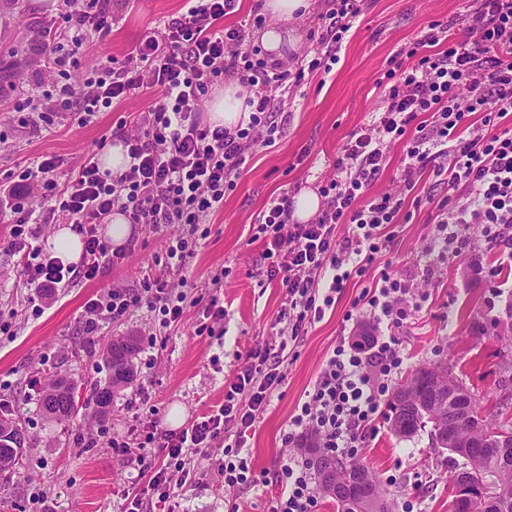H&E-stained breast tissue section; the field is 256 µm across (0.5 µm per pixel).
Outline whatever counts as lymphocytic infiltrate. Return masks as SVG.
Segmentation results:
<instances>
[{
	"label": "lymphocytic infiltrate",
	"mask_w": 512,
	"mask_h": 512,
	"mask_svg": "<svg viewBox=\"0 0 512 512\" xmlns=\"http://www.w3.org/2000/svg\"><path fill=\"white\" fill-rule=\"evenodd\" d=\"M311 54L292 64L270 59L251 43L249 32L264 27L265 14L251 12L240 24L224 19L236 13L238 0H186L179 16L160 23L127 54L109 58L82 79H75L79 54L89 35L107 36L116 22L112 0H61L63 29L45 44L43 65L34 84L0 98V112H34L50 122L59 112L84 125L97 113L148 90L157 98L136 120L118 119L113 141L122 143L129 163L124 170L101 169L88 155L60 173L58 157L43 155L0 184V210L9 211L11 232L4 246L19 257L21 271L39 298L77 279H96L126 259L133 243L112 247L98 232L112 215L131 224L209 223L224 206L243 167L258 148L283 134L280 105L307 78L330 73L337 52L365 0H329ZM378 121L353 132L333 163L335 175L317 191L315 217L294 221V198L270 201L254 226L263 245L268 280H280L286 324L280 340L256 346L224 391V402L211 414L177 432L151 426L138 447L137 462L153 469V507L130 497L124 512H176L172 485L191 486L190 457L224 449L220 473L229 488H254L275 482L271 512H317L319 491L306 442L339 457H357L372 423L404 364L400 329L422 308L427 291L409 275L381 273L351 303L353 326L368 324L370 346L342 341L333 348L306 400L291 418L284 436L289 455L273 476L256 473L243 450L247 433L282 384L287 349L321 320L349 280L364 275L390 244V226L400 223L406 206L432 203L437 208L431 248L460 256L471 226L485 242L512 240V132L487 134L485 126L512 112V0H475L452 36L436 21L404 54L389 61ZM244 88L249 107L246 124L224 127L202 122L199 103L222 81ZM482 113V126L470 118ZM430 122H423L422 114ZM405 144L397 181L399 191L371 194L385 167L387 143ZM438 161L447 198L434 200L414 189L421 171ZM66 217L82 237L79 263L30 247L34 225ZM347 225L338 235L339 225ZM184 295L174 294L160 275L144 278L139 289H110L86 304L87 314L118 320L133 307L158 309L164 323L179 322ZM160 466H153L154 455Z\"/></svg>",
	"instance_id": "f902f5d3"
}]
</instances>
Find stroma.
Returning a JSON list of instances; mask_svg holds the SVG:
<instances>
[{
  "label": "stroma",
  "mask_w": 512,
  "mask_h": 512,
  "mask_svg": "<svg viewBox=\"0 0 512 512\" xmlns=\"http://www.w3.org/2000/svg\"><path fill=\"white\" fill-rule=\"evenodd\" d=\"M473 0H367L363 13L345 35L339 61L329 75H318L285 99L284 133L270 147L249 159L235 189L224 198V209L194 239V256L182 269L167 271L170 284L187 283L180 322L165 325L147 305L121 320H102L86 330L89 298L110 288L139 287L155 268L168 239L181 234L177 224L132 225L134 251L94 281L76 280L56 295L38 300L20 272L19 258L0 249V319L11 322L0 333V416L22 427L26 442L22 464L0 475V512H123L124 494L145 495L150 471L126 462L107 446L108 437L137 448L151 423L169 428V414L180 410L183 424L210 413L224 401V387L244 363L248 350L275 337L285 295L277 282L263 276L262 247L252 226L270 200L284 192H309L333 173V162L354 130L380 112L379 86L389 60L405 45L425 34L435 21L460 22ZM184 0H121L111 34L94 42L82 57L81 71L95 59H124L130 48L161 21L181 14ZM322 0H311L309 13L282 27L281 59L290 62L313 49ZM10 27L0 31V55L14 51L13 62L27 72L33 57L31 41L39 29L57 21V11H41L33 0L21 6H0ZM144 93L119 104L117 111L99 113L86 126L66 115L43 123L30 114L0 113V182H12L38 157L58 156L64 167L98 150L117 113L138 114L151 100ZM435 209L415 210L409 223L391 228L393 241L369 275L347 283L336 304L308 329L285 366V379L247 439L256 471L273 473L288 457L282 438L299 402L311 389L325 359L343 334L344 316L362 288L371 286L381 269L391 268L415 278H429L428 299L401 334L405 372L448 365L480 402L493 400L512 361V334L496 324L512 304V261L503 248L483 241L471 227V242L458 258L430 254ZM223 273L222 288L212 278ZM218 295L224 321L217 335L197 333L202 299ZM137 336L131 384L116 392L106 417L89 401L91 390L105 384L104 350L118 336ZM58 378L70 382L80 397L76 414L66 422L48 421L39 408L45 386ZM223 448L210 456H194L190 466L197 479L177 491L180 512H270L274 486L244 491L226 488L217 472ZM377 478L400 474L388 487L395 508L413 499L415 512H449L452 471L445 454L432 446L429 432L400 438L381 416L376 433L360 456ZM420 492H413V483Z\"/></svg>",
  "instance_id": "stroma-1"
}]
</instances>
